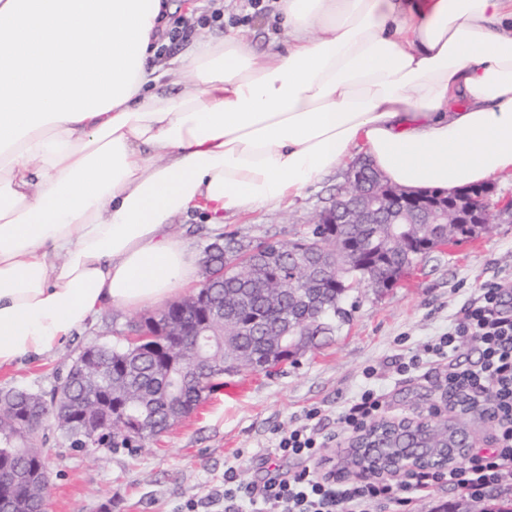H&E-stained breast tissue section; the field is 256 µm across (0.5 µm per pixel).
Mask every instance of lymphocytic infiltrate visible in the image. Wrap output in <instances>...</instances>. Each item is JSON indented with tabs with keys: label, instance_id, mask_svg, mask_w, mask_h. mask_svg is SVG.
<instances>
[{
	"label": "lymphocytic infiltrate",
	"instance_id": "1",
	"mask_svg": "<svg viewBox=\"0 0 512 512\" xmlns=\"http://www.w3.org/2000/svg\"><path fill=\"white\" fill-rule=\"evenodd\" d=\"M508 297L512 298V277L485 282L448 332L427 345L424 355L392 363L399 374L425 362L447 366L449 391L483 401L492 409L496 433L490 447L476 449L461 465L444 472L420 471L401 482L374 479L349 485L322 473L318 453L326 440L305 424L278 441L280 454L301 460L300 468L254 487L237 484L234 471H225L224 512H372L381 504L410 506L442 482L472 498L483 497L490 487L512 483V310L504 307ZM465 348L478 350L476 364H454V357ZM384 405L383 393L365 389L343 406L338 421L357 431Z\"/></svg>",
	"mask_w": 512,
	"mask_h": 512
}]
</instances>
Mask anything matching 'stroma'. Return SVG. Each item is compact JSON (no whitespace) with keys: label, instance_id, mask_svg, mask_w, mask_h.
Here are the masks:
<instances>
[{"label":"stroma","instance_id":"obj_1","mask_svg":"<svg viewBox=\"0 0 512 512\" xmlns=\"http://www.w3.org/2000/svg\"><path fill=\"white\" fill-rule=\"evenodd\" d=\"M345 182V171L335 172L293 202L242 214L220 229L198 214L181 217L173 233L197 254L221 231L256 240L270 234L283 242L293 240ZM497 275L512 276V221L506 219L477 236L434 248L394 287L360 288L353 295L350 321L326 345L271 373L225 377L197 410L143 447L73 448L53 420H46L49 512H224L227 468L246 474L252 483L265 464L300 467V460L279 457L277 444L281 434L303 424L312 410L319 413L321 434L329 438L324 458L341 460L350 435L337 414L364 389L385 392L386 417L424 414L440 399L442 368L426 365L399 375L391 361L423 354L478 288ZM156 313L153 307H106L62 352L0 370V389L50 391L81 347L119 341L130 322ZM369 367L377 368V378H365Z\"/></svg>","mask_w":512,"mask_h":512}]
</instances>
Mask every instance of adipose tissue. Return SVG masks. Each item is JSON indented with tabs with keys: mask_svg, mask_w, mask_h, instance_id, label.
Masks as SVG:
<instances>
[{
	"mask_svg": "<svg viewBox=\"0 0 512 512\" xmlns=\"http://www.w3.org/2000/svg\"><path fill=\"white\" fill-rule=\"evenodd\" d=\"M169 9L0 0V368L196 280L176 217L220 227L358 157L445 195L512 175V0H280L286 49L229 32L154 64Z\"/></svg>",
	"mask_w": 512,
	"mask_h": 512,
	"instance_id": "ef3b65f1",
	"label": "adipose tissue"
}]
</instances>
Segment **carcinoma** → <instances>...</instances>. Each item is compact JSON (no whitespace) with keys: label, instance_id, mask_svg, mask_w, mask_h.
Listing matches in <instances>:
<instances>
[{"label":"carcinoma","instance_id":"cac0c4a2","mask_svg":"<svg viewBox=\"0 0 512 512\" xmlns=\"http://www.w3.org/2000/svg\"><path fill=\"white\" fill-rule=\"evenodd\" d=\"M388 228L387 224L309 225L306 234L319 237L325 245L333 234L357 243L374 238L373 243L354 252H346L335 244L326 252L329 263L339 268L342 285L334 288L324 283L315 291L316 296L325 299L324 309L317 316L310 314L308 304L295 300L298 296L295 288L310 289L312 285L302 280L295 267L283 268L288 263L289 243L265 240L267 248L278 256V266L271 271L282 280V290L262 288L245 294L243 289L248 284L238 277V272L249 263L253 239L236 233L217 236L206 246L218 272L208 291L218 303L227 297L239 298L243 309L235 311V316L239 317L240 329L230 331L224 328L223 321L214 322L210 331L212 348L205 365L193 353L174 351L159 340L133 342L127 336L122 345L93 344L98 361L112 365V385L102 390L99 402L89 393L94 379L83 369L80 354L48 394L23 387L1 390L0 472L4 473V482L0 484V503L18 512L28 509L37 512L40 508L48 486L46 437L40 434L44 420L55 419L57 428L73 448L82 437V423L69 419L57 406V396L62 393L71 392L87 408L99 403L102 415L114 416V421L106 425L108 447H138L189 416L221 385L224 376L266 371L289 360L280 352L276 337L261 335L249 322L271 323L282 329L299 325L306 336L301 350L322 346L337 328L349 321L350 310L346 308L349 292L370 285V280L377 277L379 260L392 258L395 273L402 277L433 249L426 244L428 235L423 224L417 226L415 248L391 240ZM480 231L479 224H450L448 240L469 238ZM173 315L191 324L199 319L200 310L191 307L187 300L174 302L156 316L131 323L129 332L153 331L155 323ZM125 405L135 411L137 424L122 419Z\"/></svg>","mask_w":512,"mask_h":512}]
</instances>
